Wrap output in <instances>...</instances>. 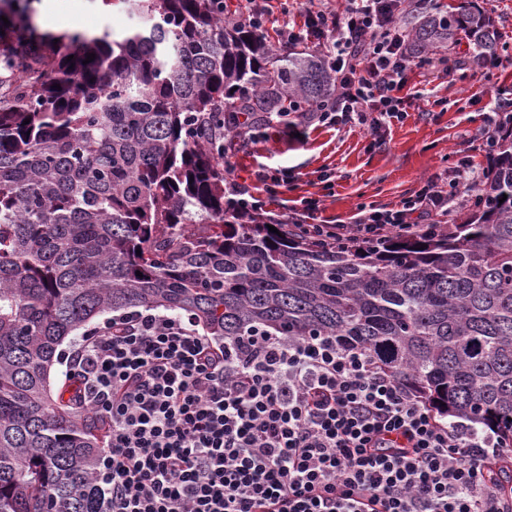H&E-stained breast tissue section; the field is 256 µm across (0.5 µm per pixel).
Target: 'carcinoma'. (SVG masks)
<instances>
[{"mask_svg": "<svg viewBox=\"0 0 512 512\" xmlns=\"http://www.w3.org/2000/svg\"><path fill=\"white\" fill-rule=\"evenodd\" d=\"M101 2L139 24L43 33L30 0H0L15 32L0 64V512H102L106 429L77 411V379L55 387L50 372L78 328L136 308L184 312L222 340L334 336L439 416L512 440V136L477 207L438 234L333 249L275 234L224 194L229 138L331 104L335 72L275 50L224 0ZM404 12L413 55L499 54L473 0Z\"/></svg>", "mask_w": 512, "mask_h": 512, "instance_id": "cac0c4a2", "label": "carcinoma"}]
</instances>
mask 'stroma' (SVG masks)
Masks as SVG:
<instances>
[{
  "instance_id": "1",
  "label": "stroma",
  "mask_w": 512,
  "mask_h": 512,
  "mask_svg": "<svg viewBox=\"0 0 512 512\" xmlns=\"http://www.w3.org/2000/svg\"><path fill=\"white\" fill-rule=\"evenodd\" d=\"M477 2L496 20L500 65L486 70L460 45L440 51L446 70L409 71V86L436 99L435 111L410 107L404 117L375 133L354 121L245 127L227 154L229 161L245 177L262 167L282 177L269 202L274 212H287L300 198L312 196L323 203V219L343 223L351 222L362 204L396 207L428 177L453 170L461 159L484 171V142L496 118L489 104L498 86H512V0ZM35 7L38 27L47 33L65 28L121 31L131 24L123 12L100 0H37Z\"/></svg>"
}]
</instances>
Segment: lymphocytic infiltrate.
<instances>
[{"label":"lymphocytic infiltrate","mask_w":512,"mask_h":512,"mask_svg":"<svg viewBox=\"0 0 512 512\" xmlns=\"http://www.w3.org/2000/svg\"><path fill=\"white\" fill-rule=\"evenodd\" d=\"M404 2L346 0L338 12L307 0L302 25L278 28L280 45L311 44L336 71L334 105L304 120L376 130L412 102L432 110L408 88ZM468 167L429 177L397 207L362 205L351 224L320 222L316 198L288 222L327 248L437 232L455 221L451 190ZM255 178L264 194L226 166L237 208L262 212L275 196L265 169ZM76 352L82 403L110 438L97 469L106 512H512L492 472L512 462L511 441L445 421L335 337L257 328L220 343L191 318L136 310L89 329Z\"/></svg>","instance_id":"lymphocytic-infiltrate-1"}]
</instances>
